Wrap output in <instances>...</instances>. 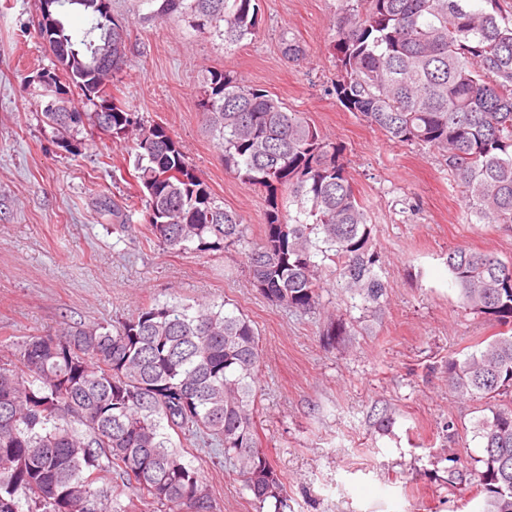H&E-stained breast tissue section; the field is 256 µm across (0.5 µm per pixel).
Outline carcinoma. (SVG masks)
Returning a JSON list of instances; mask_svg holds the SVG:
<instances>
[{
	"mask_svg": "<svg viewBox=\"0 0 512 512\" xmlns=\"http://www.w3.org/2000/svg\"><path fill=\"white\" fill-rule=\"evenodd\" d=\"M150 15L188 16L196 29L239 45L260 33L259 0H140ZM331 92L396 143L436 150L479 221L512 224V20L472 0H336ZM111 0H39V37L68 86L44 117L68 132L136 139L135 178L147 230L176 251L245 255L253 286L275 306L319 305L322 272L351 306L376 316L386 285L374 225L341 149L301 112L231 71L211 73L199 108L224 170L265 192L263 235L253 245L239 214L217 203L167 129L102 91L126 65L129 31ZM77 5L93 24L79 41L62 20ZM281 53L305 55L288 33ZM112 49V62L103 52ZM462 304L502 327L464 360H448V388L493 402L479 426L482 512H512V264L466 246L448 250ZM260 337L226 305L148 304L115 325L65 326L5 342L0 360V512H214L198 470L172 435L224 447L255 501L283 507L284 482L257 441ZM133 490L136 498L128 496Z\"/></svg>",
	"mask_w": 512,
	"mask_h": 512,
	"instance_id": "obj_1",
	"label": "carcinoma"
}]
</instances>
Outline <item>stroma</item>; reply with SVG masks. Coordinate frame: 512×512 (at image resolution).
<instances>
[{"label":"stroma","instance_id":"stroma-1","mask_svg":"<svg viewBox=\"0 0 512 512\" xmlns=\"http://www.w3.org/2000/svg\"><path fill=\"white\" fill-rule=\"evenodd\" d=\"M38 5L0 0V341L120 321L152 302H229L260 336L257 427L286 484L284 512H480L479 424L489 404L449 390L447 365L500 327L463 307L446 259L466 246L512 262V226L477 222L437 151L388 140L330 95L336 0H259V35L229 49L188 18L111 0L130 39L109 88L168 130L255 239L265 195L225 172L200 95L211 71L226 70L305 113L342 147L375 226L387 285L376 319L333 288L312 312L273 306L241 253L165 248L149 240L141 213L116 230L106 207L139 193L135 144L48 125L57 93L40 76L56 66L35 32ZM285 32L306 50L299 62L281 54ZM334 319L351 331L329 342L321 331ZM179 451L208 484L215 512H259L214 448L185 440Z\"/></svg>","mask_w":512,"mask_h":512}]
</instances>
